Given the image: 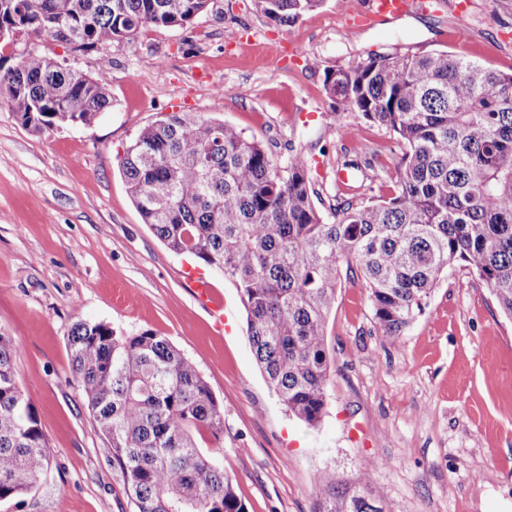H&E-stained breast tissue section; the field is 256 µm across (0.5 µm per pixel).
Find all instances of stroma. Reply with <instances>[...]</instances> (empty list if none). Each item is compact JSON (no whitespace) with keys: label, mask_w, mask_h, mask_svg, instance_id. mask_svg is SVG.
Returning <instances> with one entry per match:
<instances>
[{"label":"stroma","mask_w":512,"mask_h":512,"mask_svg":"<svg viewBox=\"0 0 512 512\" xmlns=\"http://www.w3.org/2000/svg\"><path fill=\"white\" fill-rule=\"evenodd\" d=\"M369 0H324L280 27L254 0H218L183 29H150L106 51L20 36L0 40V65L36 49L88 74L108 56L112 107L93 124L38 134L0 101V333L18 347L17 369L53 451L50 472L0 512H133L119 470L70 372L79 321L125 334L152 330L195 362L224 408V435L200 438L219 453L248 512H316L320 474L357 488L381 512H512V320L470 268L449 269L424 312L396 341L372 333L359 273L341 269L327 319L334 369L327 411L311 427L267 384L246 338L235 286L208 279L225 324L194 297L196 260L170 251L144 224L118 158L139 128L170 112L232 123L279 162L304 152L330 214L336 194L387 195L376 178L396 143L355 111L336 115L326 71L371 54L445 50L512 73V0H423L414 13L344 32L347 11ZM298 41L299 59L281 64ZM346 183H338L344 162Z\"/></svg>","instance_id":"stroma-1"}]
</instances>
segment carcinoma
Listing matches in <instances>:
<instances>
[{
    "instance_id": "cac0c4a2",
    "label": "carcinoma",
    "mask_w": 512,
    "mask_h": 512,
    "mask_svg": "<svg viewBox=\"0 0 512 512\" xmlns=\"http://www.w3.org/2000/svg\"><path fill=\"white\" fill-rule=\"evenodd\" d=\"M217 0H0V30L85 52L151 28H183ZM324 0H255L282 26ZM336 110H354L398 143L382 168L396 188L376 201L336 196L332 220L300 151L280 164L233 124L172 112L142 127L120 158L143 223L177 254L233 282L256 363L288 411L309 426L326 412L333 370L326 319L341 266L367 283L374 335L394 341L459 262L489 286L512 319V74L445 50L391 54L329 70ZM0 99L22 126L44 133L89 125L112 106L94 78L38 50L0 65ZM72 375L122 474L134 512H247L233 479L195 436L224 433V410L196 364L152 331L124 335L77 322ZM0 333V502L34 490L51 448ZM315 512H381L362 493L317 478Z\"/></svg>"
}]
</instances>
